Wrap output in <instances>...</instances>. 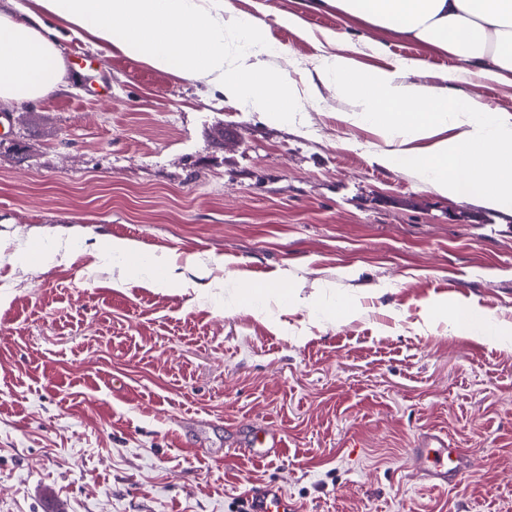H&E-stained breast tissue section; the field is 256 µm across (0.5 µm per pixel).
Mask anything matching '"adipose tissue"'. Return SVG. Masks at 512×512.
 <instances>
[{
  "label": "adipose tissue",
  "mask_w": 512,
  "mask_h": 512,
  "mask_svg": "<svg viewBox=\"0 0 512 512\" xmlns=\"http://www.w3.org/2000/svg\"><path fill=\"white\" fill-rule=\"evenodd\" d=\"M0 11V110L66 89L60 48L69 33L105 53L143 59L154 68L202 80L221 96L284 125L305 95L334 85L351 100V124L384 141L376 162L412 171L441 195L477 200L512 215V115L457 88L462 77L512 79V0H308L421 43L452 62L437 85L410 81L426 62L364 68L346 54L340 33L323 32L305 85L267 59L274 51L261 18L241 15L233 0H10Z\"/></svg>",
  "instance_id": "1"
}]
</instances>
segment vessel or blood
<instances>
[{
	"mask_svg": "<svg viewBox=\"0 0 512 512\" xmlns=\"http://www.w3.org/2000/svg\"><path fill=\"white\" fill-rule=\"evenodd\" d=\"M242 451L262 459L283 457L286 441L281 432L269 428L248 431L243 435ZM464 449L450 447L446 434L429 430L421 434L412 450V467L433 487L445 488L468 468ZM246 512H295L282 487L269 482L250 488L245 496Z\"/></svg>",
	"mask_w": 512,
	"mask_h": 512,
	"instance_id": "vessel-or-blood-1",
	"label": "vessel or blood"
}]
</instances>
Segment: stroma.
<instances>
[{
  "instance_id": "1",
  "label": "stroma",
  "mask_w": 512,
  "mask_h": 512,
  "mask_svg": "<svg viewBox=\"0 0 512 512\" xmlns=\"http://www.w3.org/2000/svg\"><path fill=\"white\" fill-rule=\"evenodd\" d=\"M304 80L340 32L365 67L447 54L303 0H235ZM68 90L0 125V512H243L280 482L296 512H512V216L376 164L372 131L320 86L282 125L204 84L83 41ZM76 250L23 270L28 237ZM171 260L146 287L95 238ZM472 303L483 329L448 323ZM267 425L276 460L225 455ZM427 429L470 451L445 489L409 451Z\"/></svg>"
}]
</instances>
